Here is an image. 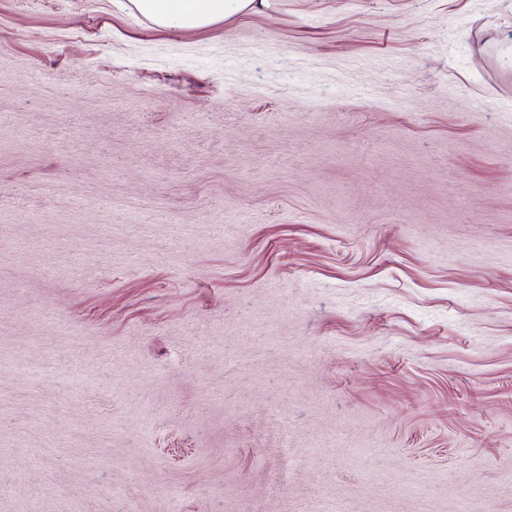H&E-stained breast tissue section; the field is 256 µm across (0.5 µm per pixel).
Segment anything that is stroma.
<instances>
[{"label": "stroma", "instance_id": "35a3bbf8", "mask_svg": "<svg viewBox=\"0 0 512 512\" xmlns=\"http://www.w3.org/2000/svg\"><path fill=\"white\" fill-rule=\"evenodd\" d=\"M326 504L512 512V0H0V512ZM130 3L159 27L187 31L273 6L271 0H130Z\"/></svg>", "mask_w": 512, "mask_h": 512}]
</instances>
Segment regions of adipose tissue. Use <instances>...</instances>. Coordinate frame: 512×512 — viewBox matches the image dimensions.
<instances>
[{"mask_svg": "<svg viewBox=\"0 0 512 512\" xmlns=\"http://www.w3.org/2000/svg\"><path fill=\"white\" fill-rule=\"evenodd\" d=\"M130 3L157 26L187 31L273 6L272 0H130Z\"/></svg>", "mask_w": 512, "mask_h": 512, "instance_id": "1", "label": "adipose tissue"}]
</instances>
